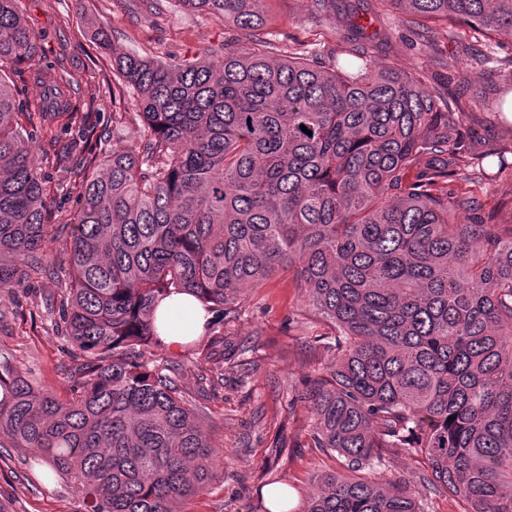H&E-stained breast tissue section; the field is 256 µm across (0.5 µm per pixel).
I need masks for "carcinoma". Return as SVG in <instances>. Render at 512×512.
<instances>
[{"instance_id": "cac0c4a2", "label": "carcinoma", "mask_w": 512, "mask_h": 512, "mask_svg": "<svg viewBox=\"0 0 512 512\" xmlns=\"http://www.w3.org/2000/svg\"><path fill=\"white\" fill-rule=\"evenodd\" d=\"M244 31L216 66L205 53L158 61L113 54L105 93L133 91L149 137L104 153L95 101L70 72L40 65L39 35L0 0V291L43 265L53 225L43 165L78 178L70 288L60 330L78 362L68 398L0 360V440L35 448L79 482L84 512H171L202 490L218 452L164 369L153 309L189 292L236 313L245 291L294 272L333 329L336 354L304 394L311 447L342 473L318 476L301 512H428L445 491L461 512H512V224L448 182L512 171V148L469 143L463 100L421 76L356 58L273 56L269 0H177ZM336 24L339 0H312ZM423 37L465 25L512 37V0H378ZM10 66L44 87L24 108ZM311 134L301 131V126ZM48 130L42 162L26 141ZM453 421H448L449 417ZM429 474L381 482L392 452Z\"/></svg>"}]
</instances>
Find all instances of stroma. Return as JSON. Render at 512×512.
<instances>
[{
    "instance_id": "stroma-1",
    "label": "stroma",
    "mask_w": 512,
    "mask_h": 512,
    "mask_svg": "<svg viewBox=\"0 0 512 512\" xmlns=\"http://www.w3.org/2000/svg\"><path fill=\"white\" fill-rule=\"evenodd\" d=\"M28 24L44 38V64L65 55L74 90L82 99H101V147L109 151L138 145L142 123L134 100L102 95V79L111 75L107 57L99 56L82 33L83 16L103 24L121 52L149 54L160 60L181 59L209 51L224 58V43L238 38L230 24L186 13L174 0H19ZM271 40L280 51L296 44L310 48L326 64L342 48L337 29L313 12L311 0H271ZM347 15L366 22L356 48L379 64L422 72L428 84L447 83L462 94L473 129L472 142L512 145V122H502L488 99L505 87L512 72V41H474L473 32L455 26L424 41L403 26L401 14L381 12L375 0H346ZM485 60L467 62L465 45ZM457 60L462 78L448 77L444 61ZM50 188L60 189L63 209L56 219L47 253L54 275L23 269L20 284L0 293V353L41 387L65 394L76 363L56 328L61 293L68 280L71 228L83 198L69 174L49 170ZM331 329L306 305L304 291L291 273L277 275L248 289L233 318L214 317L209 328L184 346L154 347L144 358L170 369L187 406L219 451L213 481L201 492L176 502L173 512H263L260 491L278 479L293 496L290 512H301L322 471L339 469L337 459L311 448L313 416L299 394L309 380L331 364L326 340ZM241 351L239 365L217 376L205 370L206 357H220L222 339ZM30 448H0V512H79L77 483L51 474L48 466L30 465Z\"/></svg>"
}]
</instances>
